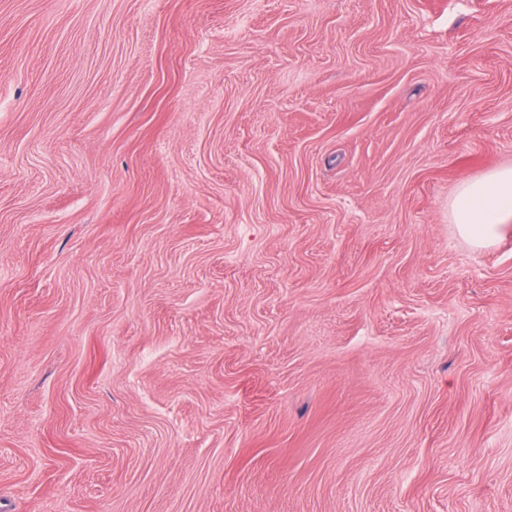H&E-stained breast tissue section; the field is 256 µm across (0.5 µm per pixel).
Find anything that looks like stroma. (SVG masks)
Listing matches in <instances>:
<instances>
[{"label": "stroma", "instance_id": "stroma-1", "mask_svg": "<svg viewBox=\"0 0 512 512\" xmlns=\"http://www.w3.org/2000/svg\"><path fill=\"white\" fill-rule=\"evenodd\" d=\"M512 0H0V512H512ZM458 234L472 246L496 245L512 221V168L465 183L451 202Z\"/></svg>", "mask_w": 512, "mask_h": 512}]
</instances>
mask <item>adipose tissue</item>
I'll use <instances>...</instances> for the list:
<instances>
[{
	"label": "adipose tissue",
	"instance_id": "obj_1",
	"mask_svg": "<svg viewBox=\"0 0 512 512\" xmlns=\"http://www.w3.org/2000/svg\"><path fill=\"white\" fill-rule=\"evenodd\" d=\"M458 234L472 246L496 245L512 225V168L465 183L451 202Z\"/></svg>",
	"mask_w": 512,
	"mask_h": 512
}]
</instances>
